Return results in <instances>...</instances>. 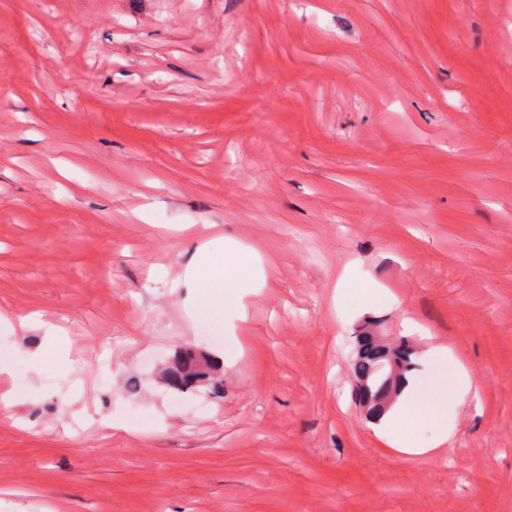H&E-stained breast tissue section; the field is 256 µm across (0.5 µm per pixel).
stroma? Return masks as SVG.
Instances as JSON below:
<instances>
[{
  "mask_svg": "<svg viewBox=\"0 0 512 512\" xmlns=\"http://www.w3.org/2000/svg\"><path fill=\"white\" fill-rule=\"evenodd\" d=\"M205 241L261 259L221 340ZM0 315V512H512V0H0ZM367 331L467 371L438 453ZM413 346L407 339H402L391 347L380 343L374 336L368 334L357 336L356 357L351 366L357 380L366 379L367 388L373 395L383 387L392 384L393 395L399 393L405 382L406 374L414 371L417 364L412 360ZM395 358L399 361L400 373L394 379H388L378 372V366L388 364ZM203 372L196 369L193 364V359L190 356L182 358L177 365L168 371L166 380L169 386L173 389L184 390L195 386L196 379L201 376Z\"/></svg>",
  "mask_w": 512,
  "mask_h": 512,
  "instance_id": "obj_1",
  "label": "stroma"
}]
</instances>
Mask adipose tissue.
<instances>
[{"label": "adipose tissue", "instance_id": "1", "mask_svg": "<svg viewBox=\"0 0 512 512\" xmlns=\"http://www.w3.org/2000/svg\"><path fill=\"white\" fill-rule=\"evenodd\" d=\"M257 272L253 255L241 247H233L219 264L214 262L208 246L199 247L185 271L187 282L199 291L195 316L198 330L209 336L223 335L225 309H243L241 284ZM427 355L436 363L434 372L421 380L407 379L393 408L377 426L382 432L392 423H405L414 414L427 413L434 429L432 439L425 444L412 438L402 440L400 447L406 454L433 453L446 443L449 416L474 391L469 375L455 362L447 346L431 347ZM450 375L455 378V387L451 390L444 385Z\"/></svg>", "mask_w": 512, "mask_h": 512}]
</instances>
